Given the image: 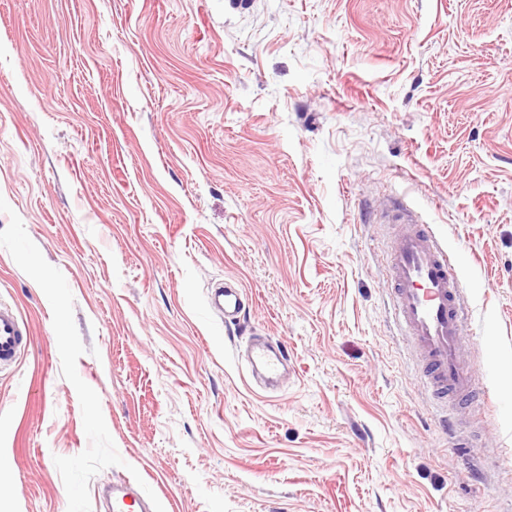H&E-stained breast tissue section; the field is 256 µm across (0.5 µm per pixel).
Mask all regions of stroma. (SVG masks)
<instances>
[{"instance_id": "obj_1", "label": "stroma", "mask_w": 512, "mask_h": 512, "mask_svg": "<svg viewBox=\"0 0 512 512\" xmlns=\"http://www.w3.org/2000/svg\"><path fill=\"white\" fill-rule=\"evenodd\" d=\"M387 194L460 256L454 439ZM0 304V512H512V0H0ZM212 306L224 316V320L236 318L243 307L238 288L224 287L215 292ZM28 327L17 310L0 304V366L17 361L28 343ZM247 359L253 369L262 375L266 388L274 389L285 377L288 352L282 346L273 347L262 340H253L247 350ZM111 512H152L151 499L141 494L135 485L126 482L116 483L112 488Z\"/></svg>"}]
</instances>
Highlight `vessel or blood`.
<instances>
[{
	"label": "vessel or blood",
	"mask_w": 512,
	"mask_h": 512,
	"mask_svg": "<svg viewBox=\"0 0 512 512\" xmlns=\"http://www.w3.org/2000/svg\"><path fill=\"white\" fill-rule=\"evenodd\" d=\"M386 215L396 225L395 246L389 258L396 319L411 337L437 399L463 400L473 391L474 371L464 357L465 317L455 258L407 210L391 206ZM212 306L231 320L243 303L237 289L227 287L215 293ZM28 336V327L18 311L0 304V366L17 361ZM247 359L261 374L266 388L282 382L288 361L285 348L255 340L248 347ZM110 508L112 512H153L154 506L135 485L120 482L112 489Z\"/></svg>",
	"instance_id": "obj_1"
}]
</instances>
